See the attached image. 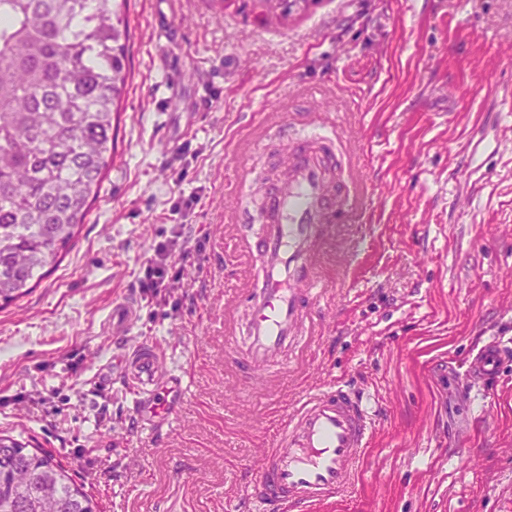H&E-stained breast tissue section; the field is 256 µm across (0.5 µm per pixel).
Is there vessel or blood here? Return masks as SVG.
Masks as SVG:
<instances>
[{"label": "vessel or blood", "instance_id": "vessel-or-blood-1", "mask_svg": "<svg viewBox=\"0 0 512 512\" xmlns=\"http://www.w3.org/2000/svg\"><path fill=\"white\" fill-rule=\"evenodd\" d=\"M289 153L268 198L262 231L247 245L256 268L243 290L248 315L241 321L234 309L224 313L228 363L247 382L264 379L299 343L318 346L309 308L327 286L321 249L354 185L353 170L325 142L306 139ZM135 314L132 301L114 303L113 335H129ZM511 356L501 344H488L472 357L468 373L498 376ZM117 363L115 376L134 395L141 422L153 425L174 412L185 393V369L170 366L149 342L127 347ZM373 425L363 394L341 382L303 387L278 410L247 485L248 500L260 512H313L348 495L366 460Z\"/></svg>", "mask_w": 512, "mask_h": 512}]
</instances>
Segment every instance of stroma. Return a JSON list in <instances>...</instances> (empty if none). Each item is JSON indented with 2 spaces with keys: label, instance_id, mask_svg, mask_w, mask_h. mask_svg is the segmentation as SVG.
I'll return each mask as SVG.
<instances>
[{
  "label": "stroma",
  "instance_id": "obj_1",
  "mask_svg": "<svg viewBox=\"0 0 512 512\" xmlns=\"http://www.w3.org/2000/svg\"><path fill=\"white\" fill-rule=\"evenodd\" d=\"M127 14L132 80L98 199L57 268L0 309V433L52 454L97 512H251L258 448L299 383L235 393L224 306L311 135L351 156L364 194L331 223L321 346L298 356L381 422L354 492L321 512H512V363L492 393L465 380L484 345L512 346V0H312L284 27L206 0ZM177 233L202 269L152 298L146 262ZM135 340L189 371L159 430L93 379ZM136 314L135 304L131 300H123L112 305V333L116 336L130 334Z\"/></svg>",
  "mask_w": 512,
  "mask_h": 512
}]
</instances>
